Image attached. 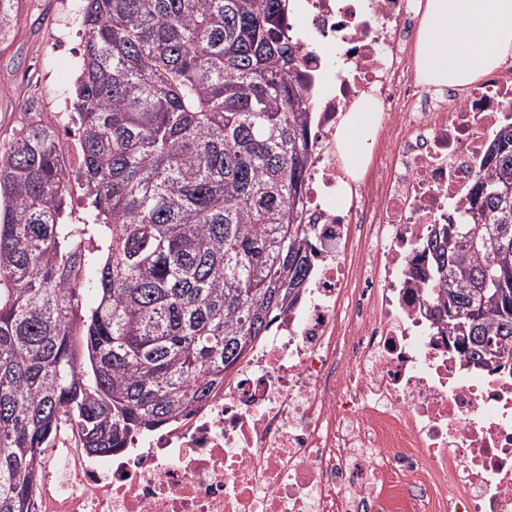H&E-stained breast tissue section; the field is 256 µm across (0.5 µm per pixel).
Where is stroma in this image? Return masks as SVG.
Segmentation results:
<instances>
[{"instance_id":"obj_1","label":"stroma","mask_w":512,"mask_h":512,"mask_svg":"<svg viewBox=\"0 0 512 512\" xmlns=\"http://www.w3.org/2000/svg\"><path fill=\"white\" fill-rule=\"evenodd\" d=\"M82 6L83 0H19L16 24L0 40V145L31 102L60 117V138L72 142L66 114L83 60Z\"/></svg>"}]
</instances>
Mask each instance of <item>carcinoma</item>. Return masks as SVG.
<instances>
[{"label":"carcinoma","instance_id":"1","mask_svg":"<svg viewBox=\"0 0 512 512\" xmlns=\"http://www.w3.org/2000/svg\"><path fill=\"white\" fill-rule=\"evenodd\" d=\"M288 18L289 0H86L74 148L32 106L0 147V512H33L62 423L91 456L124 451L298 303L312 53ZM485 165L461 223L428 229L423 297L468 365L512 371V126Z\"/></svg>","mask_w":512,"mask_h":512}]
</instances>
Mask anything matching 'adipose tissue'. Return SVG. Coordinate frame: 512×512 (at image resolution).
Listing matches in <instances>:
<instances>
[{"label":"adipose tissue","instance_id":"ef3b65f1","mask_svg":"<svg viewBox=\"0 0 512 512\" xmlns=\"http://www.w3.org/2000/svg\"><path fill=\"white\" fill-rule=\"evenodd\" d=\"M510 57L512 0H427L416 54L424 85H468ZM377 110L372 96L361 95L336 132V149L350 176L366 162Z\"/></svg>","mask_w":512,"mask_h":512}]
</instances>
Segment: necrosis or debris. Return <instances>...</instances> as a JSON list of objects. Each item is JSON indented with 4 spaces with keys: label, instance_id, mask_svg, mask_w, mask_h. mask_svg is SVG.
Instances as JSON below:
<instances>
[{
    "label": "necrosis or debris",
    "instance_id": "1",
    "mask_svg": "<svg viewBox=\"0 0 512 512\" xmlns=\"http://www.w3.org/2000/svg\"><path fill=\"white\" fill-rule=\"evenodd\" d=\"M425 0H300L316 99L302 307L179 423L109 460L60 431L34 512H512V373L470 371L428 317L429 225L467 212L512 124V62L441 98L413 70ZM378 103L363 175L336 130Z\"/></svg>",
    "mask_w": 512,
    "mask_h": 512
}]
</instances>
